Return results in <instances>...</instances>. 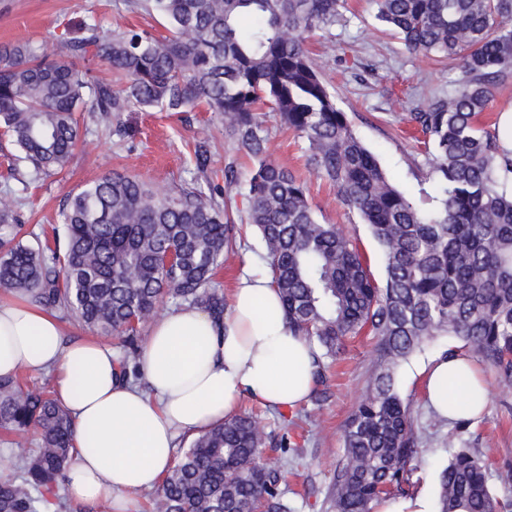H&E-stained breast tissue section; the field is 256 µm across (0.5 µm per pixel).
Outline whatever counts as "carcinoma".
I'll return each instance as SVG.
<instances>
[{
  "label": "carcinoma",
  "instance_id": "1",
  "mask_svg": "<svg viewBox=\"0 0 512 512\" xmlns=\"http://www.w3.org/2000/svg\"><path fill=\"white\" fill-rule=\"evenodd\" d=\"M376 18L407 50L433 54L460 71L445 99L421 104L408 121L423 134L434 206L426 211L398 188L353 132L322 78L308 35L325 30L344 0H136L168 23V35L93 23L72 26L58 53L47 44L0 49V129L29 174L67 167L82 147L75 113L134 107L190 112L224 123L236 154L254 161L247 222L278 289L288 326L316 344L314 384L326 380L344 340L367 332L376 358L363 399L348 417L344 454L326 501L331 512H371L408 493L427 449L395 371L426 343L452 336L495 374L512 380V133L477 122L512 75V0H376ZM85 62L80 66L77 61ZM106 63L115 84L95 82L87 64ZM308 142V177L268 159L265 111ZM204 181L160 192L126 175H103L67 195L63 245L25 234L0 204V289L60 310L82 327L116 335L125 348L119 377L135 380L140 333L160 302L198 307L220 321L224 293L216 270L236 255L230 210L236 164L224 184L207 175L210 134L194 139ZM329 182L380 246L374 276L354 240L322 224L309 178ZM176 253L167 265L163 256ZM458 423L457 445L440 475L438 512H512L496 498L487 463ZM0 428L38 450L0 478V512H41L73 458L72 419L44 388L0 378ZM270 439L243 414L194 437L155 491L152 512H296L282 474L259 461Z\"/></svg>",
  "mask_w": 512,
  "mask_h": 512
}]
</instances>
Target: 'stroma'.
I'll return each mask as SVG.
<instances>
[{
  "label": "stroma",
  "mask_w": 512,
  "mask_h": 512,
  "mask_svg": "<svg viewBox=\"0 0 512 512\" xmlns=\"http://www.w3.org/2000/svg\"><path fill=\"white\" fill-rule=\"evenodd\" d=\"M376 12L373 0H348L335 23L323 36L311 40L309 48L322 59L324 78L356 136L376 155L394 183L420 200L430 188L424 179L426 157L401 116L423 100L447 96L459 72L409 52L398 36L377 20ZM82 20L95 22L106 32L135 28L162 34L167 27L161 16L130 11L123 0H0V46L57 44L71 25ZM77 119L81 139L90 143L89 151L78 154L62 173L36 180L17 166L13 143L0 137V197L13 199L19 221L27 230L48 233L60 226L66 194L108 173L138 177L162 192L190 183L195 172L193 136L203 123L211 134L210 174H223L225 164L232 161L240 179L248 177L249 162L237 157L223 123L212 113L199 110L171 115L135 109L116 119L83 111ZM264 133L269 139L270 159L306 176V141L283 129L272 116L266 119ZM309 190L319 222L339 225L369 259L375 276H382L380 249L360 217L340 204L335 189L326 181L311 180ZM233 218L242 230L238 254L215 276L219 288L227 293L234 288L246 259L260 256V238L247 223L244 211L234 208ZM375 344V338L365 333L347 339L344 352L327 372L324 402L311 399L294 409H272L249 400L241 405L242 411L259 415L266 433L288 435L304 449L306 460L297 467L286 466L274 442L267 443L262 452L264 462L286 467L288 497L296 512H328L325 496L344 446L342 428L364 395ZM462 349L460 340L438 337L403 363L396 374L397 390L409 401L419 436L430 450L416 473L414 489L432 497L438 492L439 471L451 454L447 442L455 424L428 407L420 371L439 354ZM483 375L488 404L470 427L469 445L483 452L491 487L500 497L512 499V489L500 486L496 478L501 469L512 467V382L500 381L488 369Z\"/></svg>",
  "instance_id": "obj_1"
}]
</instances>
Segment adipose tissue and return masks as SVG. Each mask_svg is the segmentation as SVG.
<instances>
[{
	"instance_id": "ef3b65f1",
	"label": "adipose tissue",
	"mask_w": 512,
	"mask_h": 512,
	"mask_svg": "<svg viewBox=\"0 0 512 512\" xmlns=\"http://www.w3.org/2000/svg\"><path fill=\"white\" fill-rule=\"evenodd\" d=\"M314 360L313 346L289 329L270 275L249 264L223 322L182 306L151 325L136 383L117 378L110 343H63L50 311L0 301V377L53 374L55 397L75 424L65 491L77 501L106 502L110 512H137L139 494L169 470L178 437L222 422L244 399L278 408L305 403ZM423 389L450 420L479 416L487 403L478 364L460 354L425 367Z\"/></svg>"
}]
</instances>
